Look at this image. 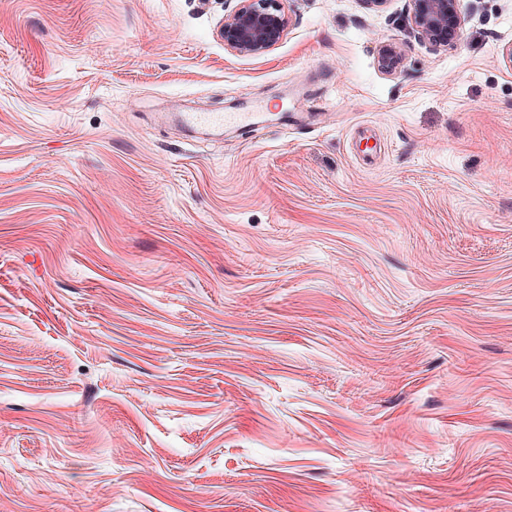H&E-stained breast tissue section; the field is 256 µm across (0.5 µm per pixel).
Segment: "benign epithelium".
I'll return each mask as SVG.
<instances>
[{"instance_id": "7a95c632", "label": "benign epithelium", "mask_w": 512, "mask_h": 512, "mask_svg": "<svg viewBox=\"0 0 512 512\" xmlns=\"http://www.w3.org/2000/svg\"><path fill=\"white\" fill-rule=\"evenodd\" d=\"M283 2L237 0L236 8L224 16V45L239 55L259 56L269 51L284 37L288 27ZM408 19L418 38L434 49L458 47L466 24L457 0H408ZM400 55V48L384 45L379 66L388 72L394 70Z\"/></svg>"}]
</instances>
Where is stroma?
<instances>
[{
    "mask_svg": "<svg viewBox=\"0 0 512 512\" xmlns=\"http://www.w3.org/2000/svg\"><path fill=\"white\" fill-rule=\"evenodd\" d=\"M236 5L0 0V512H512V0ZM236 8L224 16V45L239 55L259 56L285 35L289 19L284 0H237ZM408 19L418 38L434 49L459 46L466 24L457 0H408ZM178 121L188 129H224L226 124L248 126L251 121L249 112H184L177 116Z\"/></svg>",
    "mask_w": 512,
    "mask_h": 512,
    "instance_id": "obj_1",
    "label": "stroma"
}]
</instances>
